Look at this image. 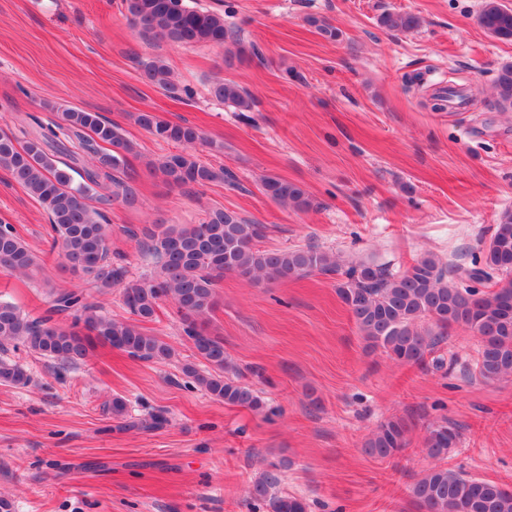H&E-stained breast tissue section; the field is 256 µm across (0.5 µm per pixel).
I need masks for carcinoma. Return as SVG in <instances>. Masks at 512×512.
I'll use <instances>...</instances> for the list:
<instances>
[{"label": "carcinoma", "mask_w": 512, "mask_h": 512, "mask_svg": "<svg viewBox=\"0 0 512 512\" xmlns=\"http://www.w3.org/2000/svg\"><path fill=\"white\" fill-rule=\"evenodd\" d=\"M126 17L144 39L165 38L183 45L224 46L228 31L224 16L191 7L186 0H122ZM489 35L512 40V8L501 0H484L477 16ZM381 26L410 32L421 25L412 13H383ZM150 82L176 89L172 70L161 58L140 62ZM496 103L512 107V64L502 65L494 80ZM214 98L249 112L253 99L233 81L211 88ZM140 125L159 140L183 150L150 168L177 188L205 187L232 175L217 171L195 154L199 147L220 150L197 127L164 120L152 113L138 117ZM134 144L118 125L98 112L64 109L60 122L37 124L24 142L0 133V169L7 171L45 209L50 223L51 249H59L65 269L103 294L123 286V300L130 318L114 320L92 300L89 292L58 288L45 281L47 307L33 316L10 301L0 300V350L22 347L63 367L80 363L97 344L108 345L129 356L153 363L172 357L168 344L144 323L153 319L159 302L171 301L182 316L184 333L209 365L185 374L206 393L226 405L261 411L263 398L231 375L224 338L207 329V316L215 306L216 287L226 274L255 280H288L314 272L338 271L336 256L316 247L260 250L254 242L265 226L252 224L236 213L215 210L201 224L145 226L132 234L140 248L159 265L152 280L124 282L123 267L112 263L105 210L115 204L132 205L137 191L128 173ZM92 157L80 164L84 157ZM262 191L272 200L293 209L311 206L306 192L279 177L261 179ZM37 266L36 255L14 227L0 223V268L27 274ZM336 285L364 339L383 349L391 359L406 365L425 366L426 357L448 339L449 330L462 327L479 337L473 376L484 382L512 377V211L501 214L482 251V260L470 266L442 263L425 254L401 273L363 262L343 272ZM494 282L483 291L480 285ZM71 319L63 325L59 318ZM0 382L25 386L29 376L17 363L0 360ZM112 417L122 429L143 431L162 427L167 418L153 414L141 421H124L125 402L112 400ZM407 424L396 418L381 422L365 443L379 459L393 458L407 448ZM460 434L451 423L433 425L425 439L426 453L441 459L457 447ZM288 462L273 463L249 489L251 500L264 512H308L298 495L275 492L279 472ZM421 512H512V489L490 480L465 475L444 465L434 466L410 487Z\"/></svg>", "instance_id": "1"}]
</instances>
